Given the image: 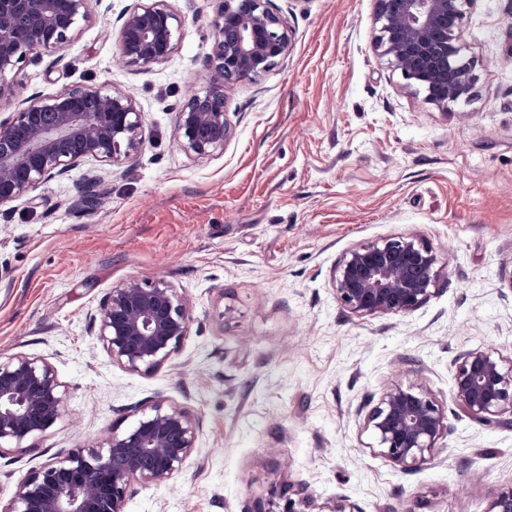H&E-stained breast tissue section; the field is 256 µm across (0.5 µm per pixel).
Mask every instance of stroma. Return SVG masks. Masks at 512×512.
Listing matches in <instances>:
<instances>
[{
    "instance_id": "1",
    "label": "stroma",
    "mask_w": 512,
    "mask_h": 512,
    "mask_svg": "<svg viewBox=\"0 0 512 512\" xmlns=\"http://www.w3.org/2000/svg\"><path fill=\"white\" fill-rule=\"evenodd\" d=\"M137 3L89 0L70 42L30 54L0 98L3 121L97 84L132 95L143 119L132 158L82 162L0 207V358H45L65 387L50 429L0 451V502L160 403L192 418L195 448L170 483H133L127 512H253L273 488L308 495L311 512H486L512 485V427L467 416L453 373L470 350L512 358V0H475L462 41L485 67L446 110L380 61L375 0H267L290 50L225 90L233 134L203 159L179 147L176 112L203 85L220 0H166L183 27L145 70L113 64ZM401 235L440 259L430 299L408 315L341 308L338 261ZM128 279L190 303L188 335L150 372L113 362L90 320ZM397 383L425 384L448 416L412 470L362 429Z\"/></svg>"
}]
</instances>
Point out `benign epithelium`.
Masks as SVG:
<instances>
[{"label":"benign epithelium","mask_w":512,"mask_h":512,"mask_svg":"<svg viewBox=\"0 0 512 512\" xmlns=\"http://www.w3.org/2000/svg\"><path fill=\"white\" fill-rule=\"evenodd\" d=\"M267 0H222L212 21L207 86L191 92L177 112L181 149L210 156L231 137L227 112L215 102L224 89L272 68L291 46L282 18ZM475 0H376L375 45L380 58L424 100L448 109L475 95L479 61L463 53L461 34ZM88 0H0V97L8 74L33 51L54 53L87 18ZM113 62L147 69L177 45L182 19L165 0H139L121 17ZM142 115L134 98L99 85L39 97L0 121V206L85 160L114 163L141 144ZM432 248L414 236L357 246L338 262L333 287L342 308L360 317L407 315L430 296L440 275ZM112 360L131 372L163 365L188 335V301L164 281L129 279L113 288L93 315ZM460 409L487 424H512V360L493 350L464 354L454 373ZM65 390L44 358L0 360V450L45 433L61 417ZM448 416L424 384H396L364 417L371 448L404 470L430 462ZM196 426L183 411L157 403L129 429L116 428L98 448H76L32 471L0 512H126L132 483L161 485L192 454ZM486 512H512V486Z\"/></svg>","instance_id":"1"}]
</instances>
